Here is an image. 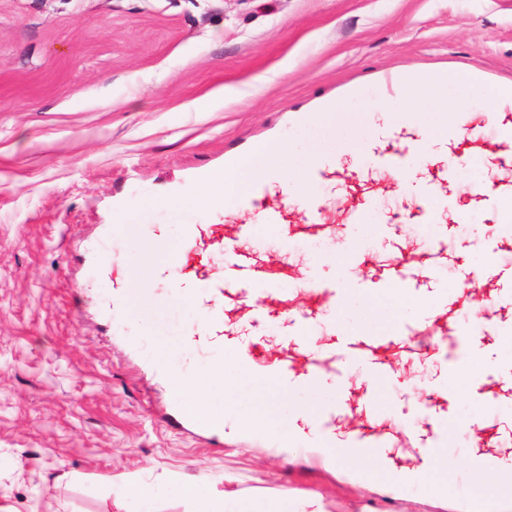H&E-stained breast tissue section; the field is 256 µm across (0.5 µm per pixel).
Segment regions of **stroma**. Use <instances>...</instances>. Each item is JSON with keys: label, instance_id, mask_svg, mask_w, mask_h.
I'll return each mask as SVG.
<instances>
[{"label": "stroma", "instance_id": "1", "mask_svg": "<svg viewBox=\"0 0 512 512\" xmlns=\"http://www.w3.org/2000/svg\"><path fill=\"white\" fill-rule=\"evenodd\" d=\"M452 75L449 102L466 96L460 75L512 84V0H0V505L11 512H477L463 497L400 486L393 472L458 488L476 442L512 470V233L504 200L476 198L478 185L512 182L503 159L512 112L457 177L441 180L456 140L427 145L429 164L409 174L376 166L408 133L384 111L391 71ZM211 99L209 112L195 109ZM360 115L358 133L322 137L307 123L331 101ZM357 135L359 158L341 154ZM268 140L282 161L306 167L320 146L326 177L313 185L336 231L303 229L300 184L269 195L287 204L291 235L260 229L251 254L288 258L294 311L315 309L317 331L294 335L278 315L261 352L306 371L312 350L321 380L283 388L235 370L240 314L218 353L179 354L173 369L228 364V386L198 409L224 426H174L176 392L155 365L154 342L179 346L198 314L169 280L154 300L113 302L112 282L148 275L155 258L130 243L125 225L160 230L179 244L182 227L209 215L190 199L200 169ZM443 190L437 225L416 217L424 185ZM365 204L384 224L348 222ZM426 271L406 291L387 272L401 260ZM475 281L467 291L457 283ZM337 289L311 306L310 277ZM390 300L402 322L425 298L447 299L448 341H465L470 369L450 373L443 346L407 334L368 344L361 293ZM382 400L377 413L367 401ZM340 441L389 450V478L363 482L352 462L314 456L307 417ZM447 449L453 471L423 456ZM204 490V503L188 494Z\"/></svg>", "mask_w": 512, "mask_h": 512}]
</instances>
